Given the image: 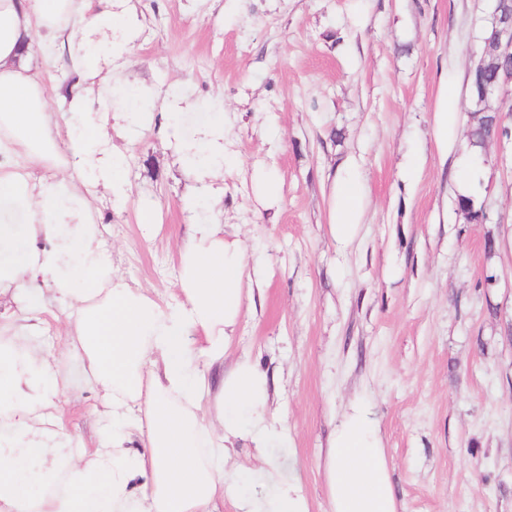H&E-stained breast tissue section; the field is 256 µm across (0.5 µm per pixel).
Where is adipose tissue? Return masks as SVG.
I'll return each instance as SVG.
<instances>
[{"mask_svg": "<svg viewBox=\"0 0 512 512\" xmlns=\"http://www.w3.org/2000/svg\"><path fill=\"white\" fill-rule=\"evenodd\" d=\"M125 13L93 0H0V294L22 313L63 308L66 354L101 395L106 432L92 448L68 428L59 404L67 387L54 358L17 320L0 322V512H310L298 482L268 464L272 500L241 492L231 463L237 440L256 449L286 439L272 417L266 375L237 358L223 363L242 314L246 254L223 225L192 224L178 248L177 295L157 302L112 268L93 200L125 197L126 158L108 124L132 112H97L69 88L61 126L49 86L27 66L34 50L67 38L76 72L113 76L100 63L128 51ZM166 129L185 164L201 174L224 167V115L171 112ZM55 171L38 176L33 166ZM364 197L351 176L334 185L330 233L348 245ZM142 449H133L137 439ZM332 512H397L380 426L367 403L351 402L326 451Z\"/></svg>", "mask_w": 512, "mask_h": 512, "instance_id": "obj_1", "label": "adipose tissue"}]
</instances>
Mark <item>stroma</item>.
<instances>
[{
  "instance_id": "1",
  "label": "stroma",
  "mask_w": 512,
  "mask_h": 512,
  "mask_svg": "<svg viewBox=\"0 0 512 512\" xmlns=\"http://www.w3.org/2000/svg\"><path fill=\"white\" fill-rule=\"evenodd\" d=\"M493 0H126L137 27L116 97L143 95L145 119L111 128L128 160L127 201L94 207L112 266L130 285L176 294L175 246L191 192L219 193L226 238L248 255L230 359L269 378L288 439L266 448L329 512L328 440L354 399L379 422L398 512H512V141L475 156L466 74ZM457 122L440 145L442 81ZM224 115V168L199 183L163 136L173 102ZM355 161L357 235L329 228L333 186ZM277 178L269 199L265 178ZM477 195L486 222L458 211ZM151 210L153 227L140 222ZM38 338L70 376L68 426L94 447L100 398L64 355L58 323ZM245 491L276 487L237 442Z\"/></svg>"
}]
</instances>
